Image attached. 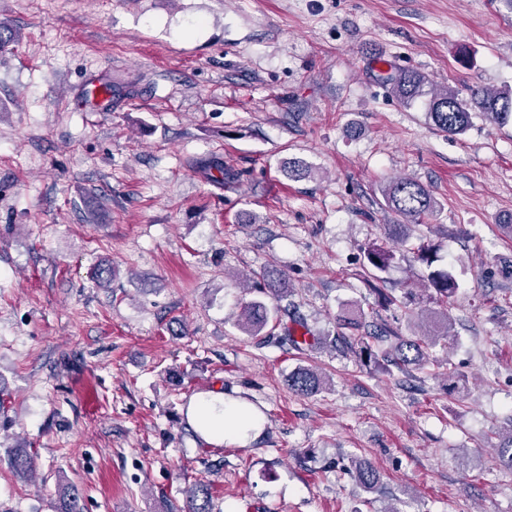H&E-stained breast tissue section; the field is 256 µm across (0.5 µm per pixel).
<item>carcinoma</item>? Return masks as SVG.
I'll return each instance as SVG.
<instances>
[{
	"label": "carcinoma",
	"instance_id": "obj_1",
	"mask_svg": "<svg viewBox=\"0 0 512 512\" xmlns=\"http://www.w3.org/2000/svg\"><path fill=\"white\" fill-rule=\"evenodd\" d=\"M385 81L392 94L404 101L425 96L428 98V115L433 125L449 136L464 134L477 117L499 125L512 123V88H477L464 94L453 87L434 88L427 77L417 70L396 68L388 73ZM385 208L402 218L398 224H387V238L404 246L410 242L411 224H419L436 211L432 194L419 182L400 178L390 181L382 189ZM413 254L427 267L426 285L432 290L430 300L446 304L454 296L459 284L448 263L438 255L430 242L419 239L412 245ZM364 261L375 282L384 281L396 259V250L385 244H372L363 250ZM256 296L241 307L238 328L248 336H259L265 330H275L280 325L278 308L270 301H278L288 294V280L276 268H266L255 275L253 285ZM410 319L424 322V330L411 336H399L390 349L378 352L379 345L392 337L393 331L385 323L366 321V315L358 314L342 317V321L360 331L356 346L366 360L383 358L397 367L409 365L424 366L430 363L428 349L435 346L440 337H448L450 323L448 312L409 311ZM288 389L308 396L318 393L326 386L325 378L317 371L299 366L288 375ZM500 460L505 468L512 471V422L501 433L498 445ZM9 464L24 477L36 469L35 456L25 443L12 446L9 450ZM355 478L368 489L376 487L380 475L368 462L354 463ZM189 512H212L210 487L197 482L190 490ZM54 512H82L78 491L71 486L63 488Z\"/></svg>",
	"mask_w": 512,
	"mask_h": 512
}]
</instances>
